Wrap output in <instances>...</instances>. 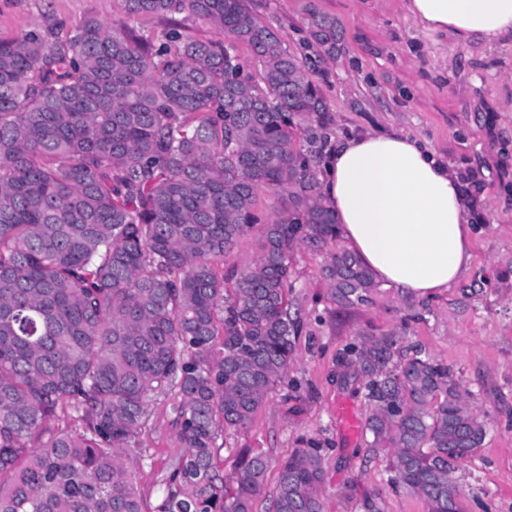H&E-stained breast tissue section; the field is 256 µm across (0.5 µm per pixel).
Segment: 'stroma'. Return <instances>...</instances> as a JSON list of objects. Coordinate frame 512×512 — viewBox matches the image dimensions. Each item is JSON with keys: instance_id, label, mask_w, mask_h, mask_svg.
Returning a JSON list of instances; mask_svg holds the SVG:
<instances>
[{"instance_id": "1", "label": "stroma", "mask_w": 512, "mask_h": 512, "mask_svg": "<svg viewBox=\"0 0 512 512\" xmlns=\"http://www.w3.org/2000/svg\"><path fill=\"white\" fill-rule=\"evenodd\" d=\"M245 3L304 62L329 106V122L312 124L302 144L314 174L342 136L380 129L418 135L467 178L479 233L467 273L448 291L422 301L381 285L371 302L349 308L331 298L322 275L326 251L296 248L288 300L300 333L292 364L250 427L225 431L219 467L229 479L242 452L263 453L270 466L252 512H269L282 460L300 439L313 438L323 445V512H361L373 493L386 512H426L422 500L388 485L384 454L342 425L345 410L364 421L367 400L359 371L340 375L338 353L361 337L393 334L460 370L486 423L482 448L458 471L462 512H512V44H455L417 27L405 0ZM312 7L343 32L335 60L322 59L308 42ZM90 17L122 21L147 39L175 21L128 15L123 0H0V38L54 27L67 34ZM173 404L170 395L152 398L141 450L125 459L144 512H156L180 452Z\"/></svg>"}]
</instances>
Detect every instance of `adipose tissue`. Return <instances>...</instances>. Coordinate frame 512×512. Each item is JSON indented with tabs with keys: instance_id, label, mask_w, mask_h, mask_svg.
Returning a JSON list of instances; mask_svg holds the SVG:
<instances>
[{
	"instance_id": "obj_1",
	"label": "adipose tissue",
	"mask_w": 512,
	"mask_h": 512,
	"mask_svg": "<svg viewBox=\"0 0 512 512\" xmlns=\"http://www.w3.org/2000/svg\"><path fill=\"white\" fill-rule=\"evenodd\" d=\"M423 30L462 44L512 42V0H406ZM323 199L376 281L419 299L448 290L472 259L473 203L460 172L404 132L346 137L325 159Z\"/></svg>"
}]
</instances>
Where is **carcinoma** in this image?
<instances>
[{"label":"carcinoma","instance_id":"cac0c4a2","mask_svg":"<svg viewBox=\"0 0 512 512\" xmlns=\"http://www.w3.org/2000/svg\"><path fill=\"white\" fill-rule=\"evenodd\" d=\"M130 14L205 19L155 40L86 19L75 34L0 39V512H143L123 455L148 402L179 397L176 457L157 512H252L269 460L242 455L233 483L219 431L245 429L288 371L291 253L338 238L300 147L329 108L304 64L244 0H125ZM336 59V22L310 11ZM260 63L244 71L237 46ZM282 212L257 258L224 255ZM336 303L371 300L372 272L340 249L323 266ZM365 376L367 446L388 483L427 512H461L456 472L486 425L448 364L400 337L365 336L338 357ZM319 443L281 463L271 512H322Z\"/></svg>","mask_w":512,"mask_h":512}]
</instances>
